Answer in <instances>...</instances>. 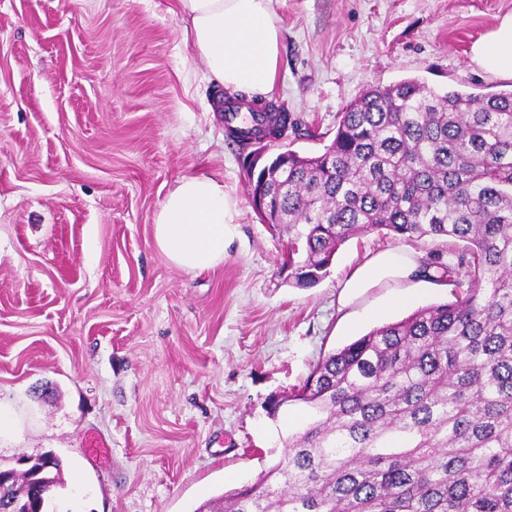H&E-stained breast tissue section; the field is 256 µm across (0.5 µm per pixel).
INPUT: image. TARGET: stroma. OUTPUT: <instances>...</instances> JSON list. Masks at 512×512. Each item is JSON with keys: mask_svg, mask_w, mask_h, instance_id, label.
Segmentation results:
<instances>
[{"mask_svg": "<svg viewBox=\"0 0 512 512\" xmlns=\"http://www.w3.org/2000/svg\"><path fill=\"white\" fill-rule=\"evenodd\" d=\"M273 103L301 123L280 148L318 154L375 86L419 78L474 93L512 78L471 48L512 0H275ZM176 0H0V469L62 462L48 512H194L253 484L285 452L293 413L268 414L326 354L469 286L388 281L342 303L375 254L448 255L447 239L367 233L311 287L281 270L215 84ZM223 178L240 211L219 266L157 249L177 179ZM412 304L397 306L396 295Z\"/></svg>", "mask_w": 512, "mask_h": 512, "instance_id": "obj_1", "label": "stroma"}]
</instances>
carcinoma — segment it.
<instances>
[{
    "mask_svg": "<svg viewBox=\"0 0 512 512\" xmlns=\"http://www.w3.org/2000/svg\"><path fill=\"white\" fill-rule=\"evenodd\" d=\"M261 109L255 136L288 132ZM268 224L288 230V279L328 273L370 232L449 238L455 260L421 272L455 300L421 307L318 361L271 403L297 406L282 458L195 512H512V91L440 92L418 78L352 102L318 155L288 151ZM40 456L0 488L3 512H45L61 461Z\"/></svg>",
    "mask_w": 512,
    "mask_h": 512,
    "instance_id": "1",
    "label": "carcinoma"
}]
</instances>
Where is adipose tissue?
I'll use <instances>...</instances> for the list:
<instances>
[{
	"instance_id": "1",
	"label": "adipose tissue",
	"mask_w": 512,
	"mask_h": 512,
	"mask_svg": "<svg viewBox=\"0 0 512 512\" xmlns=\"http://www.w3.org/2000/svg\"><path fill=\"white\" fill-rule=\"evenodd\" d=\"M273 0H177L184 36L204 62L210 81L231 91H274L281 58V33ZM472 59L512 76V14L479 39ZM239 210L224 184L207 175H185L165 196L154 217V242L175 266L205 271L224 260ZM415 258L388 250L358 267L345 284L347 296L386 280L412 276Z\"/></svg>"
}]
</instances>
